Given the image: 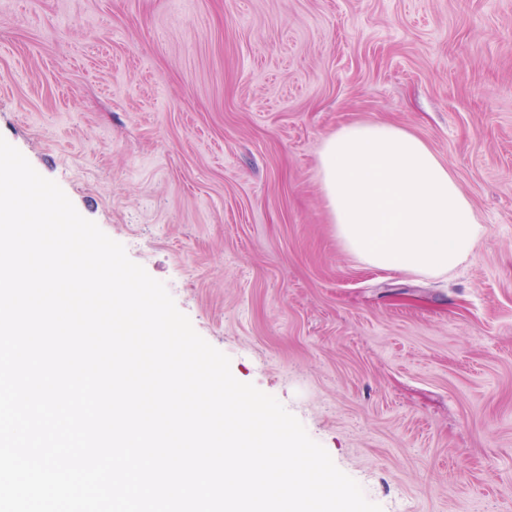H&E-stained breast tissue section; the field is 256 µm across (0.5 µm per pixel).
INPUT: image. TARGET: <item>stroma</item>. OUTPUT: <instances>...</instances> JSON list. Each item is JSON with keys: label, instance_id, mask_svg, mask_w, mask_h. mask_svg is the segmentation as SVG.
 Instances as JSON below:
<instances>
[{"label": "stroma", "instance_id": "1", "mask_svg": "<svg viewBox=\"0 0 512 512\" xmlns=\"http://www.w3.org/2000/svg\"><path fill=\"white\" fill-rule=\"evenodd\" d=\"M372 119L485 228L446 275L336 238ZM0 136L382 512H512V0H0Z\"/></svg>", "mask_w": 512, "mask_h": 512}]
</instances>
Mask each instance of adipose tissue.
<instances>
[{"mask_svg":"<svg viewBox=\"0 0 512 512\" xmlns=\"http://www.w3.org/2000/svg\"><path fill=\"white\" fill-rule=\"evenodd\" d=\"M320 173L337 239L367 265L441 276L484 235L449 165L407 128L338 127L322 144Z\"/></svg>","mask_w":512,"mask_h":512,"instance_id":"obj_1","label":"adipose tissue"}]
</instances>
